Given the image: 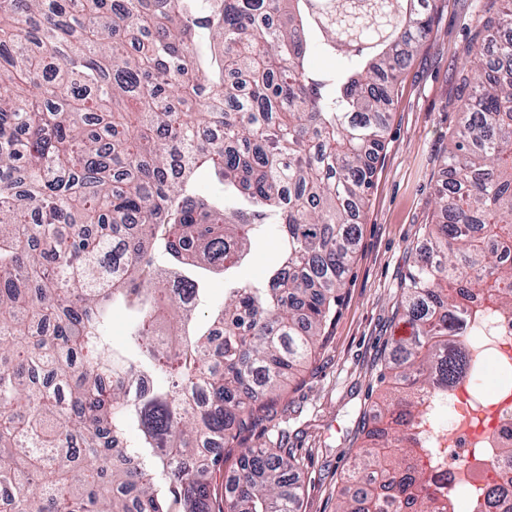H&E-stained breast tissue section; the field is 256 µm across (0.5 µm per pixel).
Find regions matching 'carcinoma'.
<instances>
[{
  "mask_svg": "<svg viewBox=\"0 0 512 512\" xmlns=\"http://www.w3.org/2000/svg\"><path fill=\"white\" fill-rule=\"evenodd\" d=\"M415 0H0V512H297L273 420L326 339L398 76L431 33ZM345 55L332 76L309 61ZM459 72L438 222L404 280L382 414L465 376L464 312L512 316V0H491ZM214 169L221 202L197 196ZM277 238L267 285L201 273ZM130 312L114 342L109 314ZM375 437L336 512H431L414 449ZM213 448H240L214 507ZM396 494L384 506L378 490ZM497 486L468 490L484 512Z\"/></svg>",
  "mask_w": 512,
  "mask_h": 512,
  "instance_id": "cac0c4a2",
  "label": "carcinoma"
}]
</instances>
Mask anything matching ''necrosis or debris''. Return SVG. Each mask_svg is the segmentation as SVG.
<instances>
[{"label": "necrosis or debris", "instance_id": "necrosis-or-debris-1", "mask_svg": "<svg viewBox=\"0 0 512 512\" xmlns=\"http://www.w3.org/2000/svg\"><path fill=\"white\" fill-rule=\"evenodd\" d=\"M462 339L480 370L495 368L500 383L512 382V318L469 322ZM490 399V393H472L467 379L458 389L426 397L412 433L417 447L431 451L422 463L439 497L483 483L496 448L512 437V400L494 405ZM474 417L481 426H471Z\"/></svg>", "mask_w": 512, "mask_h": 512}]
</instances>
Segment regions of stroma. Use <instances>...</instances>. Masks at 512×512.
<instances>
[{
  "instance_id": "35a3bbf8",
  "label": "stroma",
  "mask_w": 512,
  "mask_h": 512,
  "mask_svg": "<svg viewBox=\"0 0 512 512\" xmlns=\"http://www.w3.org/2000/svg\"><path fill=\"white\" fill-rule=\"evenodd\" d=\"M486 0H437L432 32L402 71L387 110L388 134L361 213L356 254L336 322L315 357L287 381L279 429L255 430L252 444L282 439L300 462L299 512H336L353 452L375 428L385 392L384 358L405 319L404 277L418 256L443 160L458 126V72L481 31Z\"/></svg>"
}]
</instances>
